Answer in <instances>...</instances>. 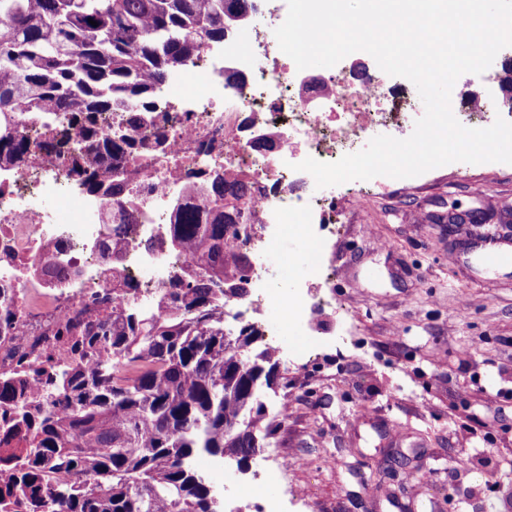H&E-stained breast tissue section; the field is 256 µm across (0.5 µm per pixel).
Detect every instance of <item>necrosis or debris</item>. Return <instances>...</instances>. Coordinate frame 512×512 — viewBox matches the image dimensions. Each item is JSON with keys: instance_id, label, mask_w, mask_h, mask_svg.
<instances>
[{"instance_id": "1", "label": "necrosis or debris", "mask_w": 512, "mask_h": 512, "mask_svg": "<svg viewBox=\"0 0 512 512\" xmlns=\"http://www.w3.org/2000/svg\"><path fill=\"white\" fill-rule=\"evenodd\" d=\"M287 12L284 0H256L249 43L225 37L209 49L205 65L173 73L180 94L156 104L134 132L139 142L161 141V150L119 162L127 175L124 205L135 221L117 252L105 248L111 200L77 185L69 157L0 170V304L12 313L11 325L0 327V378L13 381L30 413L39 410L34 390L45 389L50 375L70 364L68 348L83 336L88 311L108 318L119 302L157 308L164 289L184 276L189 259L169 249L175 211L204 196L216 173L253 185L251 208L265 233L246 251L269 249L300 214L316 256L311 288H269L268 271L255 268L241 317L259 318L273 302L282 319L270 324L271 336L317 332L319 314L333 306L327 291L336 277L325 248L345 215L335 194L318 191L296 165L309 157L338 161L380 134L407 138L421 112L406 78L362 75L343 62L297 69L274 36ZM479 80L483 99L452 106L469 128L489 127L499 117L486 109L496 95L492 71ZM260 141L271 150L257 149ZM46 253L67 270L66 279L41 273Z\"/></svg>"}]
</instances>
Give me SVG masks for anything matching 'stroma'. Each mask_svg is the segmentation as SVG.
I'll return each mask as SVG.
<instances>
[{"mask_svg": "<svg viewBox=\"0 0 512 512\" xmlns=\"http://www.w3.org/2000/svg\"><path fill=\"white\" fill-rule=\"evenodd\" d=\"M336 207L349 216L332 248L336 322L280 340L288 417L268 443L290 480L269 477L237 512L270 497L288 512H512V267L462 253L478 225L432 221L491 212L503 234L512 164L453 162ZM310 248L289 226L262 259L272 287L314 284Z\"/></svg>", "mask_w": 512, "mask_h": 512, "instance_id": "35a3bbf8", "label": "stroma"}]
</instances>
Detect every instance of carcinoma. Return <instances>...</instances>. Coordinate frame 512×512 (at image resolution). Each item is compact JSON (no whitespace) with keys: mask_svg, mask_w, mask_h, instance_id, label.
<instances>
[{"mask_svg":"<svg viewBox=\"0 0 512 512\" xmlns=\"http://www.w3.org/2000/svg\"><path fill=\"white\" fill-rule=\"evenodd\" d=\"M254 0H0V168L35 161L22 123L40 118L48 156L67 153L70 176L121 206L124 181L101 157L137 150L131 132L174 71L250 21ZM95 21L94 27L90 21ZM123 112L127 135L99 124ZM252 187L215 174L209 197L180 209L170 246L191 259L165 295L168 314L112 307L83 350L90 363L61 372L65 408L0 431V449L26 430L24 468L0 452V481L29 512H224L203 455L245 466L274 418L264 392L280 384L277 351L251 325L224 329L223 301L247 293L248 254H228ZM67 474L80 478L75 485Z\"/></svg>","mask_w":512,"mask_h":512,"instance_id":"cac0c4a2","label":"carcinoma"}]
</instances>
